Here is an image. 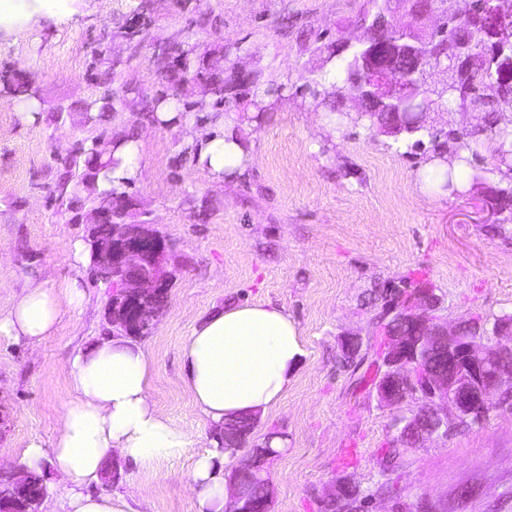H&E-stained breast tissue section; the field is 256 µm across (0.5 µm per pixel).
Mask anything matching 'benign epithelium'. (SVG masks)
<instances>
[{
    "instance_id": "benign-epithelium-1",
    "label": "benign epithelium",
    "mask_w": 512,
    "mask_h": 512,
    "mask_svg": "<svg viewBox=\"0 0 512 512\" xmlns=\"http://www.w3.org/2000/svg\"><path fill=\"white\" fill-rule=\"evenodd\" d=\"M402 10L411 23L400 26V40L392 45L382 32ZM435 12L433 0H392L388 12L373 18L370 34L356 41L358 48L347 71L352 107L374 100L386 112H399L408 95L426 96L437 89L429 82L432 73L458 78L482 65L484 58L472 44L461 40H444L435 51H427L421 23ZM467 15L488 44L512 42V9L504 0H485L482 9L469 10ZM394 51L415 61L410 73L403 74L383 60L386 53ZM117 212L112 205L102 207L91 220L92 269L112 281L106 309L112 335L138 336L150 330L161 310L155 300L172 286L174 270L169 268V259L174 243L146 222L112 223ZM105 223L111 224L109 233H96L97 225ZM441 305L435 290L424 286L406 301L394 300L386 308V321L406 324L412 335L390 337L382 355L386 371L376 396L390 409L411 393L425 397L427 415L419 412L393 421L396 436L415 432L416 444L433 437L446 440L463 427L481 424L475 416L497 410L494 397L512 380V371L503 367L504 358L512 357V317H498L486 338L465 332L462 321L448 329L439 315ZM436 355L446 368L417 377L414 369ZM43 498L28 476L14 474L9 487L0 492V512H14L25 500L31 505L28 512H39Z\"/></svg>"
}]
</instances>
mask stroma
<instances>
[{
    "label": "stroma",
    "instance_id": "1",
    "mask_svg": "<svg viewBox=\"0 0 512 512\" xmlns=\"http://www.w3.org/2000/svg\"><path fill=\"white\" fill-rule=\"evenodd\" d=\"M364 0H69L0 24V308L28 281L80 276L82 310L67 315L37 351L0 342V454L16 455L33 435L53 438L71 398L65 367L73 354L109 333V294L90 266H76L72 239L86 240L99 200L80 180L57 188L58 156L97 137L141 143L140 175L123 194L135 220L172 239L177 269L167 304L143 342L153 361L151 398L184 446L150 467L122 466L121 483L141 489V512H196L187 474L210 447L211 427L181 383L180 346L213 307L267 302L285 308L306 354L283 400L259 417L249 444L227 459L232 475L251 446L278 433L285 447L264 475L270 512H321L340 482L355 484L361 512H512V410L448 439L386 451L398 410L338 363L344 333L360 334L366 361L385 338L373 321V290L402 279L431 282L449 324L494 322L512 313V224L498 223L482 190L461 180L442 189L436 166L406 143L338 124L301 87L324 60L314 41L356 40ZM207 27H198L200 14ZM229 50L227 64L255 86L224 115L235 122L249 159L217 182L202 171L189 138L205 127L214 96L191 88L196 107L177 127L144 112L162 88L153 64L160 47ZM141 96L94 117L82 111L105 87ZM284 85L282 96L269 84ZM266 110L254 119V102Z\"/></svg>",
    "mask_w": 512,
    "mask_h": 512
}]
</instances>
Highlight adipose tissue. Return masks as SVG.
<instances>
[{
  "label": "adipose tissue",
  "mask_w": 512,
  "mask_h": 512,
  "mask_svg": "<svg viewBox=\"0 0 512 512\" xmlns=\"http://www.w3.org/2000/svg\"><path fill=\"white\" fill-rule=\"evenodd\" d=\"M197 164L220 180L245 162L247 150L225 118L210 121L191 138ZM121 164L100 172L94 194L122 191L139 173L138 143L115 138ZM78 280L30 281L7 311H0V339L37 348L68 313L82 306ZM304 355L295 322L281 307L252 303L214 308L185 337L181 380L206 422L215 429L241 417L264 415L284 398L290 375ZM152 359L146 347L124 336H103L69 360L73 399L59 417L57 434L28 439L21 449L24 471L53 473L64 512H139L135 489L97 492L112 458L139 468L182 446L151 399ZM226 450L199 453L188 476L196 512H231L237 489L224 476Z\"/></svg>",
  "instance_id": "ef3b65f1"
}]
</instances>
